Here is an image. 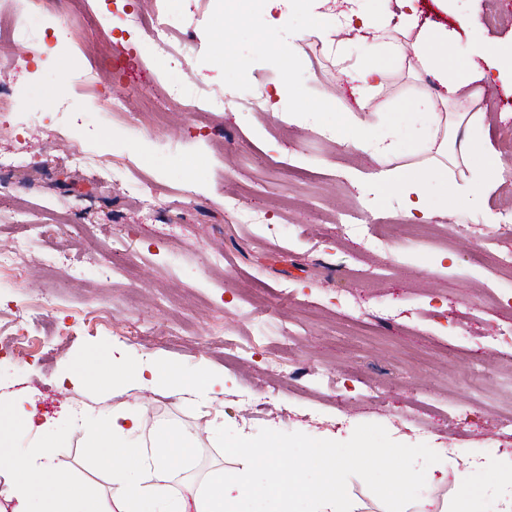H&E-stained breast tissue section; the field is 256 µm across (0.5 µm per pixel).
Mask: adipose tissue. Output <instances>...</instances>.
Wrapping results in <instances>:
<instances>
[{"label":"adipose tissue","mask_w":512,"mask_h":512,"mask_svg":"<svg viewBox=\"0 0 512 512\" xmlns=\"http://www.w3.org/2000/svg\"><path fill=\"white\" fill-rule=\"evenodd\" d=\"M328 2L312 0L313 23L307 33L339 56L350 42L365 47L367 60L341 72L352 85L360 111H373L374 94L389 71H423L432 74L441 86L439 101L422 97L402 103L401 111L432 113L435 125L447 130L464 123L480 128L483 115L475 107L482 88L496 81L492 69L481 65L492 54L489 47L482 45L464 53L446 25L420 21L417 0H396V11L375 14L363 9L362 0H346L345 9L330 14L325 10ZM400 127V120H392L388 134L369 140L362 123L353 117L337 125L342 144L367 151L375 163L370 174L355 177L358 189L396 194L404 215L411 219L429 218L438 202L444 210H455L470 198L473 184L482 183L487 191H494L504 167L491 143L483 140L468 139L455 146L447 138L432 135L415 145L416 150L427 154V162L406 171L392 168L391 162L403 146ZM451 158L470 166L471 178L449 185L447 161ZM434 186L442 188L441 200H434L430 192ZM88 377L103 387H160L179 396L195 397L206 405L224 392L223 379L183 383L174 369L136 364L126 355L114 353L93 362L70 360L62 379L79 384ZM146 425V406L142 403L114 406L104 420L76 407L59 418L43 421L32 394H0V466H7L11 473L12 512H243V503L258 488L264 492L269 512H299L304 502L310 504L311 512L355 510L342 465L327 448L325 435L310 440L308 455L294 467L281 462L287 445H255L246 435H238L225 450L241 459V468L219 470L201 483L188 482L178 488L174 485L177 475L198 451L197 435L166 426L148 438L144 435ZM66 435L85 441L110 478L108 494L82 488L57 467L53 450ZM419 455L418 449H403L402 482L422 481L434 486L438 474L448 473L455 491L448 512H470L476 497L471 476L479 471L492 472V464L466 448L449 449L447 457L424 467L417 464Z\"/></svg>","instance_id":"adipose-tissue-1"}]
</instances>
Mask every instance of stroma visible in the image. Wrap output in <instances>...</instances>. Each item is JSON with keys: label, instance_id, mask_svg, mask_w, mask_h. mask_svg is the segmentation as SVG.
Wrapping results in <instances>:
<instances>
[{"label": "stroma", "instance_id": "35a3bbf8", "mask_svg": "<svg viewBox=\"0 0 512 512\" xmlns=\"http://www.w3.org/2000/svg\"><path fill=\"white\" fill-rule=\"evenodd\" d=\"M504 21L477 23L458 34L460 45L477 40L512 46V0H502ZM43 26L51 36L40 49L23 40H0V80L13 83L0 102V155L23 154L18 167L0 170L10 197L0 205V253L13 251L27 227L48 210L70 212L73 226L53 241L34 242L19 275L0 277V326L10 327L21 304L43 297L37 337L24 353L0 346V385L32 392L41 416L56 418L79 405L97 416L112 406L146 403L148 427L177 426L199 436V454L182 473L198 481L213 471L238 468L239 460L205 433L196 402L160 388L108 390L84 382L60 385L64 361L98 348L115 349L131 361L177 368L186 378L224 377L214 406L225 437L246 433L253 442L280 441L289 459L307 455L311 436L335 435L333 452L348 474L359 512H401L410 502L449 494V486L402 484L397 475L403 448L423 460L450 448L474 456L512 457V431L494 410L512 390V343L488 345L495 329L512 328V276L500 273L496 252L507 240L483 222V211L512 216V153L502 136L512 126V90L487 86V112L478 138L502 151L505 173L483 199V210H442L426 222L417 241H393L373 249L342 234L322 215L361 206L367 223L399 219L398 197L359 196L355 175L374 167L361 150L328 145L336 119L359 112L339 69L363 61L350 44L343 58L318 38L297 42L290 63L277 46L258 51L269 29L265 0H165L166 14L189 40L182 65L152 51L143 31L126 16L111 30L71 24L79 54L54 29L71 23L70 0H43ZM125 45L132 76L113 82L137 114L135 129L114 120L104 100L78 95L88 83L106 38ZM149 56L147 66L138 55ZM184 68L196 84L222 93L227 111L215 113L209 130L222 138L223 153L207 154L195 141L194 107L175 110L157 125L142 99L153 75ZM290 80L297 93L279 99L275 114L260 115L275 86ZM428 73L393 71L376 93L380 103L435 96ZM316 107L289 137L275 134L277 117ZM37 112L41 126L22 127ZM95 150L119 162L135 158L162 186L159 215L148 214L124 184L99 183L69 160ZM194 194L184 195V184ZM246 191L242 206L282 224L284 237L260 238L255 227L224 210L225 196ZM320 223L322 236L296 235L299 225ZM224 255V273L213 277L206 258ZM108 257L122 272L102 282L95 261ZM288 326L293 350L282 355L277 326ZM244 345L239 358L224 355L225 334ZM330 371L332 382L312 376ZM466 413L449 427L448 413ZM357 448L382 457L361 465ZM60 469L105 494L109 478L83 443L63 438L55 452Z\"/></svg>", "mask_w": 512, "mask_h": 512}]
</instances>
